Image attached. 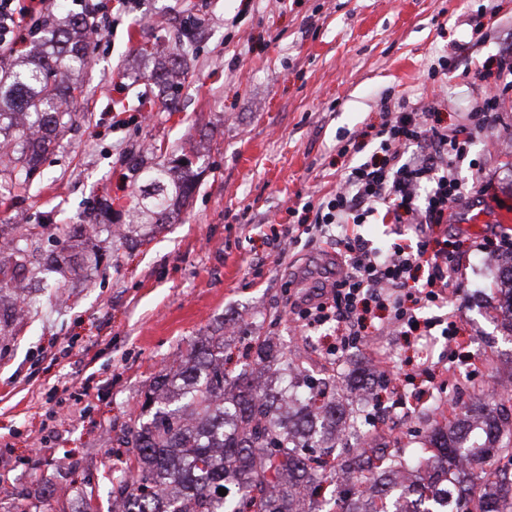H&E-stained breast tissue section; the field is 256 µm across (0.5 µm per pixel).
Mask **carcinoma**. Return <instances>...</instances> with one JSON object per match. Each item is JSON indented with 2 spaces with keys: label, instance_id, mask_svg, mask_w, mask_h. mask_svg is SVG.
<instances>
[{
  "label": "carcinoma",
  "instance_id": "obj_1",
  "mask_svg": "<svg viewBox=\"0 0 512 512\" xmlns=\"http://www.w3.org/2000/svg\"><path fill=\"white\" fill-rule=\"evenodd\" d=\"M201 33L190 15L175 43ZM94 35L83 15L69 13L40 51L0 67L1 203L27 191L57 134L74 123L82 90L67 73L86 66ZM139 52L144 78L176 111L182 55L159 62ZM126 178L134 203L117 236L139 244L151 226L189 206L198 186L190 165L161 159H132ZM113 205L100 201L86 224L56 225V245L75 248L102 227L112 230ZM46 228L16 224L0 247V332L16 318L14 299L29 275L61 269L59 252L41 247ZM251 348L269 375L263 385L252 371L224 374L222 336L189 343L186 359L154 376L143 404L154 405L151 419L130 421L117 438L130 474L112 488L120 512H323L319 504L336 494L341 512H512V474L496 465L512 461V408L464 405L451 427L432 428L428 447L408 456L380 441L358 451L336 433L359 415L357 406L336 404V375L299 369L297 357L267 336L252 337Z\"/></svg>",
  "mask_w": 512,
  "mask_h": 512
}]
</instances>
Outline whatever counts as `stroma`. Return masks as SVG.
<instances>
[{
  "label": "stroma",
  "mask_w": 512,
  "mask_h": 512,
  "mask_svg": "<svg viewBox=\"0 0 512 512\" xmlns=\"http://www.w3.org/2000/svg\"><path fill=\"white\" fill-rule=\"evenodd\" d=\"M205 31L184 54L191 68L176 111L133 81L136 50L186 13ZM512 48V0H138L94 40L90 64L73 71L83 88L74 125L44 156L28 194L0 204V225L17 216L75 224L98 198L124 199L128 158L151 147L199 157L190 206L149 241L129 248L98 235L106 258L87 280L52 288L0 336V512H73L84 493L93 512H112V486L127 476L116 436L139 412L153 377L201 336L223 335L228 371L252 369L238 337L249 330L298 351L311 369L386 385L363 407L390 451L422 447L433 422L456 406L435 404L400 429L378 426L402 393L447 391L448 339L455 323L468 338L463 359L482 371L470 398L512 381V325L497 310L496 271L479 263L501 250L512 213V96L491 123L466 120L496 80ZM430 124L467 129L473 141L457 164L465 187L448 218L457 243L455 293L446 307L421 310L437 342L384 333L377 368L366 345L329 354L336 325L311 329L290 304L330 287L340 271L337 226L307 228L288 244L297 207L335 194L352 164L344 138L378 143L387 107L434 101Z\"/></svg>",
  "instance_id": "1"
}]
</instances>
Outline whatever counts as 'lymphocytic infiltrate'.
<instances>
[{
  "instance_id": "obj_1",
  "label": "lymphocytic infiltrate",
  "mask_w": 512,
  "mask_h": 512,
  "mask_svg": "<svg viewBox=\"0 0 512 512\" xmlns=\"http://www.w3.org/2000/svg\"><path fill=\"white\" fill-rule=\"evenodd\" d=\"M45 0H0V43L23 38V21L39 23ZM377 154L347 171L335 195L314 211L316 227L339 226L336 243L342 251L341 275L329 291L311 298L297 312L306 325L337 324L341 347L359 342L371 306L389 309L388 320L399 335L431 330L419 309L447 304L452 269L448 266V232L443 225L463 197L461 182L451 168L468 145L454 130L429 125L426 112L398 105L376 132ZM403 224L407 233L390 251L368 249L359 233L372 216ZM429 267L425 282L417 273Z\"/></svg>"
}]
</instances>
